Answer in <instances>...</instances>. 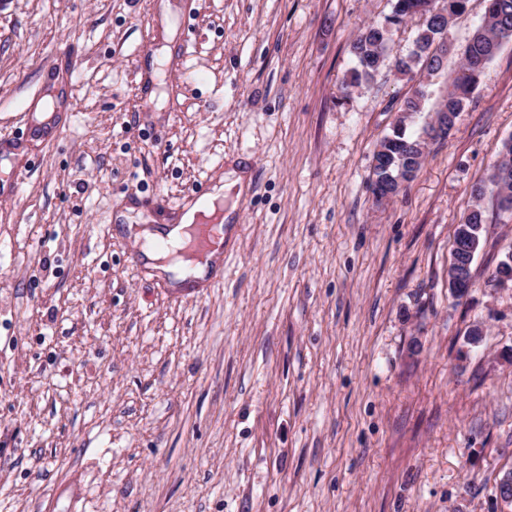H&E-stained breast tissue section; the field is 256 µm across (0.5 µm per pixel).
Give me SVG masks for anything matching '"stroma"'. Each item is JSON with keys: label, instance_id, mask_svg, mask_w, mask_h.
Here are the masks:
<instances>
[{"label": "stroma", "instance_id": "1", "mask_svg": "<svg viewBox=\"0 0 512 512\" xmlns=\"http://www.w3.org/2000/svg\"><path fill=\"white\" fill-rule=\"evenodd\" d=\"M485 9L454 18L410 132ZM390 11L0 0V133L50 95L59 128L0 196V512H512V284L492 285L512 214L473 197L512 137V39L380 205L373 154L411 83L344 79ZM230 170L222 278L168 288L135 247Z\"/></svg>", "mask_w": 512, "mask_h": 512}]
</instances>
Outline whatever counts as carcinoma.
<instances>
[{
    "instance_id": "cac0c4a2",
    "label": "carcinoma",
    "mask_w": 512,
    "mask_h": 512,
    "mask_svg": "<svg viewBox=\"0 0 512 512\" xmlns=\"http://www.w3.org/2000/svg\"><path fill=\"white\" fill-rule=\"evenodd\" d=\"M428 13L427 0H395L391 13L369 24L353 42L351 52L356 64L345 86L356 87L371 80L386 65L389 58L388 36L385 31L387 23L398 24L408 17L413 18ZM505 28L512 29V0H488L485 15L470 39V52L484 57L488 63L491 62L501 48L498 42L499 33ZM418 67L434 72L440 69L441 61L436 55L424 54L417 59H403L397 62L394 71L400 75H406ZM471 92V86L464 77L458 76L453 89L448 92V97L438 104L437 111L446 112L454 117L458 116ZM425 102L426 97L423 95L416 99L404 100L400 109L402 115L398 118L392 133L385 136L379 143V147L387 151L388 169L374 172L372 176L387 179L395 178L399 173L406 171L413 176L418 171L421 160L412 157V153L406 151L405 145L419 146L424 143V140L419 134L415 136L406 134L405 120L408 115L423 111ZM487 190L496 198L500 210L512 211V139L503 143L502 160L492 169L482 186V191L476 194L477 204L470 210V215L465 218L464 223L485 224L484 210L479 201L483 199Z\"/></svg>"
}]
</instances>
